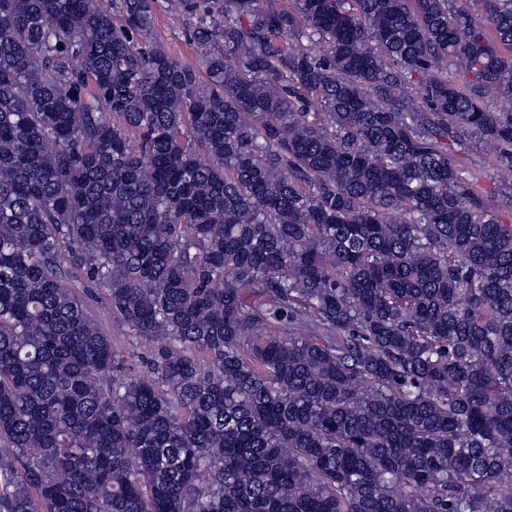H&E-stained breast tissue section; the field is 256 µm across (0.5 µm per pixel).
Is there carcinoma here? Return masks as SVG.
<instances>
[{"mask_svg":"<svg viewBox=\"0 0 512 512\" xmlns=\"http://www.w3.org/2000/svg\"><path fill=\"white\" fill-rule=\"evenodd\" d=\"M156 2L0 0V512H512V0ZM165 0H159L160 7L154 12L151 39L163 44L171 53L185 63L197 67L200 52L190 39V31L186 21L175 19L168 13ZM465 166L468 170L472 171H484L487 174V180L485 187L492 192H495L499 204L501 205V216L506 220H510L511 208H509L508 202L512 195V189L502 186L493 175V169L489 158L480 152L475 146L471 148V151L467 154V159L464 161ZM64 272V284L71 288L83 301L89 314L97 321L103 331L111 337L112 342L120 349L145 356L149 347L144 341L128 336L126 329L112 316L101 294L89 293L83 288V276L80 272L71 270L67 263H61Z\"/></svg>","mask_w":512,"mask_h":512,"instance_id":"obj_1","label":"carcinoma"}]
</instances>
